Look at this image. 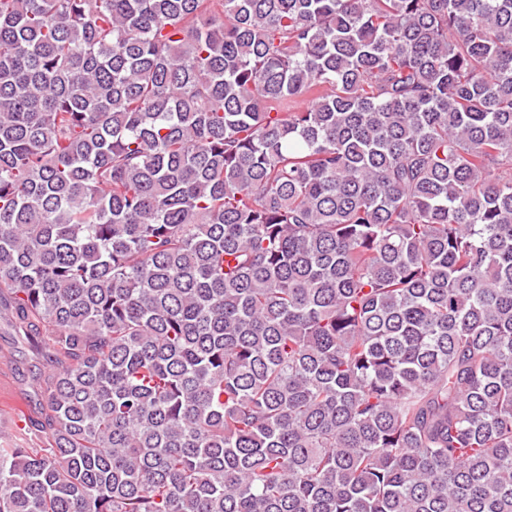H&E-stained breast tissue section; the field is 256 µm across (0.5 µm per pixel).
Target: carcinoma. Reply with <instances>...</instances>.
Returning a JSON list of instances; mask_svg holds the SVG:
<instances>
[{"instance_id":"cac0c4a2","label":"carcinoma","mask_w":512,"mask_h":512,"mask_svg":"<svg viewBox=\"0 0 512 512\" xmlns=\"http://www.w3.org/2000/svg\"><path fill=\"white\" fill-rule=\"evenodd\" d=\"M0 512H512V0H0ZM30 365L41 367L40 360L29 345L14 336L0 319V386L7 390L5 397L0 391V447L35 448L40 441L33 435H20L15 423L21 413L29 414L37 401V385L26 372ZM23 371L25 373H23Z\"/></svg>"}]
</instances>
